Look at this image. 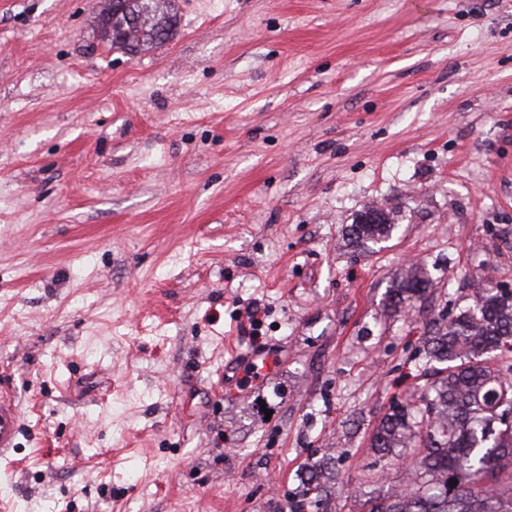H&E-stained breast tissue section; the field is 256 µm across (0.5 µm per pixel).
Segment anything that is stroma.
I'll use <instances>...</instances> for the list:
<instances>
[{"label":"stroma","mask_w":512,"mask_h":512,"mask_svg":"<svg viewBox=\"0 0 512 512\" xmlns=\"http://www.w3.org/2000/svg\"><path fill=\"white\" fill-rule=\"evenodd\" d=\"M175 6L130 54L100 0H0V501L292 512L334 448L350 512L403 480L370 442L426 324L512 288V0ZM375 203L396 231L352 247ZM433 287V280L420 266H411L401 274L388 291V307L398 310L413 300H420ZM21 415L12 397L0 395V456L17 447Z\"/></svg>","instance_id":"stroma-1"}]
</instances>
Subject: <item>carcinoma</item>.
<instances>
[{"label":"carcinoma","instance_id":"obj_1","mask_svg":"<svg viewBox=\"0 0 512 512\" xmlns=\"http://www.w3.org/2000/svg\"><path fill=\"white\" fill-rule=\"evenodd\" d=\"M174 0H123L100 17L104 40L141 53L168 40L178 24ZM394 219L351 224V244L387 240ZM433 280L411 266L388 291L394 310L420 300ZM422 384L395 403L371 447L387 464L407 462L398 487L353 496L355 512H512V291L488 288L433 322L419 366ZM322 480L303 485L299 508H320L340 480L335 458L314 463ZM457 481L451 485V481Z\"/></svg>","mask_w":512,"mask_h":512}]
</instances>
